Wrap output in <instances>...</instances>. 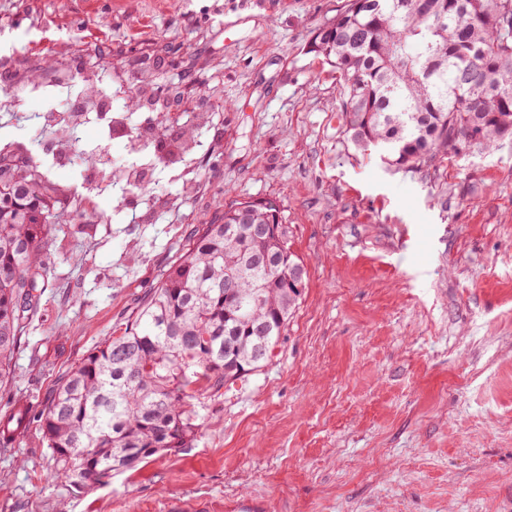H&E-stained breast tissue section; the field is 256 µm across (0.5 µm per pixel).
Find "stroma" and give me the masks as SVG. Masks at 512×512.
I'll return each mask as SVG.
<instances>
[{
	"label": "stroma",
	"mask_w": 512,
	"mask_h": 512,
	"mask_svg": "<svg viewBox=\"0 0 512 512\" xmlns=\"http://www.w3.org/2000/svg\"><path fill=\"white\" fill-rule=\"evenodd\" d=\"M345 0H39L10 17L20 56L57 59L59 41L112 46L105 66L218 104L181 161L148 165L114 212L85 166L42 150L73 199L101 218L70 235L53 286L20 339L0 411L41 410L66 371L118 335L166 270L185 258L196 217L226 198L275 204L307 267L302 299L269 361L224 386L196 441L75 493L48 482L39 436L0 448V512H212L253 496L269 512H512V140L415 172L346 143L343 95L307 48ZM62 14L65 29L43 25Z\"/></svg>",
	"instance_id": "obj_1"
}]
</instances>
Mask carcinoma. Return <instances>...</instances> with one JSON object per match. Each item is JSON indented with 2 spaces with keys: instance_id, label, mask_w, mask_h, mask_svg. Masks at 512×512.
<instances>
[{
  "instance_id": "obj_1",
  "label": "carcinoma",
  "mask_w": 512,
  "mask_h": 512,
  "mask_svg": "<svg viewBox=\"0 0 512 512\" xmlns=\"http://www.w3.org/2000/svg\"><path fill=\"white\" fill-rule=\"evenodd\" d=\"M311 52L342 87L348 143L379 149L391 166L427 170L463 145L512 139V0H346ZM241 206L197 228L187 257L121 335L67 372L42 412L13 402L0 416L1 448L21 447L39 423L54 476L81 492L196 439L201 400L264 366L300 300L282 286L297 262L288 224L261 203ZM63 209L39 166L0 149V380L52 286ZM271 220L276 232L251 233Z\"/></svg>"
}]
</instances>
